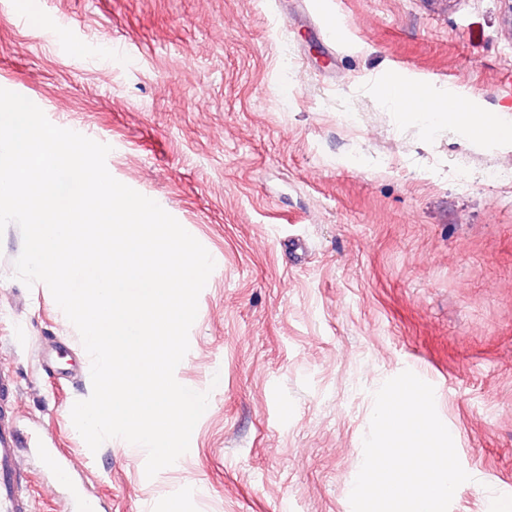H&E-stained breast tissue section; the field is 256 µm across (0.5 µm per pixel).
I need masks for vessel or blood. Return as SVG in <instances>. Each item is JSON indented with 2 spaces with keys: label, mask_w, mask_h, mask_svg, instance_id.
I'll return each mask as SVG.
<instances>
[{
  "label": "vessel or blood",
  "mask_w": 512,
  "mask_h": 512,
  "mask_svg": "<svg viewBox=\"0 0 512 512\" xmlns=\"http://www.w3.org/2000/svg\"><path fill=\"white\" fill-rule=\"evenodd\" d=\"M15 392V381L0 370V512H33L27 489L28 472L22 467L25 455L30 453L36 459L50 462L62 475L67 474L69 465L50 448L43 435H21L14 406ZM59 512H98V502L83 487L74 485Z\"/></svg>",
  "instance_id": "1"
}]
</instances>
